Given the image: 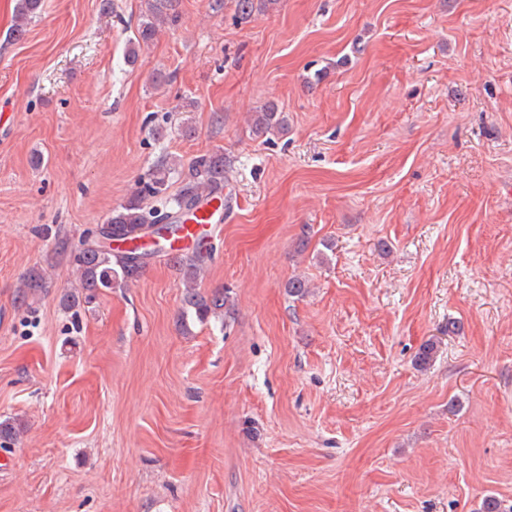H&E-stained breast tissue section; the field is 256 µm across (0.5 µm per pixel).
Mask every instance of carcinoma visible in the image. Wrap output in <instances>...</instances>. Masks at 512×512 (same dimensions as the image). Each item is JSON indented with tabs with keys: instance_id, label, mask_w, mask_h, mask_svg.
<instances>
[{
	"instance_id": "obj_1",
	"label": "carcinoma",
	"mask_w": 512,
	"mask_h": 512,
	"mask_svg": "<svg viewBox=\"0 0 512 512\" xmlns=\"http://www.w3.org/2000/svg\"><path fill=\"white\" fill-rule=\"evenodd\" d=\"M234 6V16L240 23H249L265 13L277 0H230ZM42 0H18L14 24L9 38L18 41L24 38L28 25L38 17ZM179 0H147V11L137 27L134 39L130 41L127 62L133 64L138 59L141 45L153 41L162 28L174 27L179 23ZM286 119L274 104H267L253 113L251 132L264 137L284 129ZM177 160L164 156L151 168L141 186L128 200L112 209L104 224L102 234L112 235L113 240L129 242L132 247L126 250L117 248L91 249L87 241L70 251V258L79 278L80 293H69L63 301L68 307L80 301V295L89 300L101 290L121 288L136 280L146 266V258L152 252L134 244L141 238L139 229L144 224H154L161 216L170 213H189L197 206L202 194L224 190L226 160L224 151L215 149L192 159L187 169L178 170ZM180 172L181 186L178 193L168 192L170 176ZM212 248L196 244L194 250L176 257L181 281L186 288L184 302L193 308L196 317L206 321L212 316L230 312V290L224 288L210 295L197 289V280L206 261L212 258ZM47 282L42 272L33 270L22 279L19 293L26 300L42 293Z\"/></svg>"
}]
</instances>
